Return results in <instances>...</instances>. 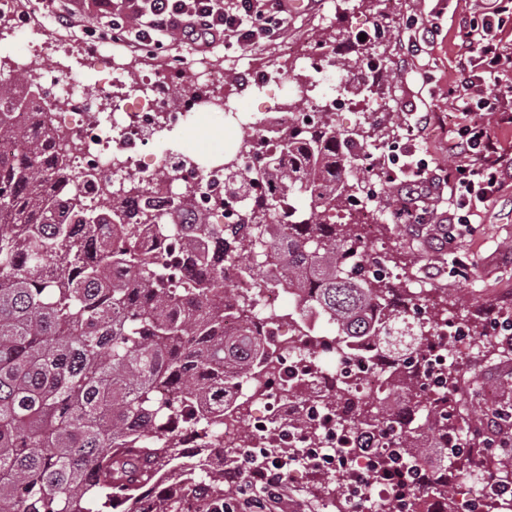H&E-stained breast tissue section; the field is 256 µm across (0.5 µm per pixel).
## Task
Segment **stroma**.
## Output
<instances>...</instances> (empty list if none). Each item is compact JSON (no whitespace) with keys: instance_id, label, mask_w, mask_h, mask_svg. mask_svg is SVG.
I'll return each instance as SVG.
<instances>
[{"instance_id":"1","label":"stroma","mask_w":512,"mask_h":512,"mask_svg":"<svg viewBox=\"0 0 512 512\" xmlns=\"http://www.w3.org/2000/svg\"><path fill=\"white\" fill-rule=\"evenodd\" d=\"M21 11L36 28L47 29L57 41L73 44L79 51L75 65L84 66L88 95L102 94L96 78L98 65L92 46L81 32L52 25L36 0H20ZM475 0H313L309 11L292 14L288 41L303 42L315 35L327 40L326 68L335 63H352L361 53L371 51L381 61L380 69L364 73L360 82H349L348 91L361 101L362 111L333 112L340 130H357L365 140L375 142V168L362 191L370 204L383 212L376 239L366 245L367 259L388 260L394 271L405 272L411 283L435 289L445 298L448 313L463 315L475 332L491 337L492 349H479L474 363L465 370L475 392L468 403L475 410L474 420L493 429L497 422L494 408L512 406V338L494 335L487 310L496 315H512V185L491 200L477 204L471 227L451 226L448 213L455 198L444 194L423 206L426 221L402 224L395 217L400 197L398 184L389 182L388 171H399L410 159L452 165L448 140L468 124L448 96L449 85L460 78L453 40L461 18L475 11ZM429 18L437 31L423 52L403 57L402 47L418 40L422 30L407 26L409 17ZM373 31L372 41H360L359 31ZM287 41V42H288ZM285 44V43H284ZM284 44L270 42L260 47L225 49L222 43L202 50L130 51L113 44L116 60L129 62L128 83L166 73L173 56L186 57L188 68L208 78H223L228 102L239 112L258 110L260 103L240 91L245 69L280 72L298 78L282 56ZM430 116L428 129H421L423 116ZM248 134L247 129L220 112H204L184 128L171 133L167 144L210 160L224 155L234 143ZM342 492L331 471L298 469L291 481L290 496L304 512H336Z\"/></svg>"}]
</instances>
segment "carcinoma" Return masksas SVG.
<instances>
[{
    "mask_svg": "<svg viewBox=\"0 0 512 512\" xmlns=\"http://www.w3.org/2000/svg\"><path fill=\"white\" fill-rule=\"evenodd\" d=\"M29 83L24 71L0 77V141L21 146L0 154V512H144L147 488L149 512L224 504V468L209 461L182 491L162 488L181 446L154 425L174 416L208 437L232 410L226 390L274 355L244 323L224 334L231 264L259 289L288 271L302 315L336 326V353L368 339L373 368L395 369L385 398L359 397L340 379L325 401L354 445L366 437L393 448L392 462H418L416 448L470 462L444 442L464 399L425 391L429 326L411 321L396 289L361 273L357 220L336 223L358 201L368 144L330 123L296 126L270 163L224 164V199L246 200L237 226L222 231L197 215L175 238L162 216L120 195L67 201L86 174L58 164L44 127L16 123ZM259 183L267 193L249 196ZM290 201L301 220L279 228ZM147 225L162 250L145 245ZM423 490L452 501L458 484L447 466L432 467Z\"/></svg>",
    "mask_w": 512,
    "mask_h": 512,
    "instance_id": "1",
    "label": "carcinoma"
}]
</instances>
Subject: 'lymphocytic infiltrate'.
Masks as SVG:
<instances>
[{
	"label": "lymphocytic infiltrate",
	"mask_w": 512,
	"mask_h": 512,
	"mask_svg": "<svg viewBox=\"0 0 512 512\" xmlns=\"http://www.w3.org/2000/svg\"><path fill=\"white\" fill-rule=\"evenodd\" d=\"M511 7L512 0H491L478 16L461 20L456 58L463 78L448 90L459 111L486 110L482 93L489 81L502 97L512 98V57H506L501 43L488 37ZM43 8L68 29L108 21L113 39L133 51L161 50L173 40L195 48L218 42L230 48L278 40L288 35L290 14L288 0H43ZM448 152L460 159L450 173L438 166H423L414 179L404 182V197L396 212L401 223H416L420 202L442 195L450 185L458 195V210L450 223H470L471 199L486 200L501 192L512 175L503 165L495 131L481 121L466 125L460 139L449 141ZM239 455L236 472L242 493L239 499L225 502L223 512H278L289 495L290 473L302 464V457L260 458L247 448Z\"/></svg>",
	"instance_id": "1"
}]
</instances>
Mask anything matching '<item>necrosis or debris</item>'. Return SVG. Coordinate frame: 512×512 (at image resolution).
<instances>
[{
	"label": "necrosis or debris",
	"mask_w": 512,
	"mask_h": 512,
	"mask_svg": "<svg viewBox=\"0 0 512 512\" xmlns=\"http://www.w3.org/2000/svg\"><path fill=\"white\" fill-rule=\"evenodd\" d=\"M21 44L22 49L14 64L15 70H24L31 59H39L49 80H43L28 89L36 111H21L20 123L39 122L48 126L55 139L62 164L73 169H96L97 183L81 188V198L97 200L103 192L119 190L125 185L127 172L141 173L150 183L151 198L159 209H166L169 202L186 194H193L199 208L207 210L210 223L233 224L243 206L235 200L224 208L212 207L209 190L224 188V167L220 164L199 165L190 156L173 152L164 147L165 134L183 125L191 114L213 112L224 105V83L211 78L203 79L184 69L165 76H158L135 86H127L125 64L116 62L108 41H99L98 60L105 72L108 87H126L123 107L118 112H105L99 100L83 94L79 86L82 75L74 71L67 47H53L49 38L32 28L21 16L15 0H0V44ZM56 73L68 74L65 83L53 81ZM283 96L266 102L263 111L243 113L240 124L251 131L252 146L238 147L239 162L256 163L255 143L277 139L282 130L300 123L299 113L294 112L289 99L298 97L302 87L294 81L280 83ZM187 87L188 96L179 104H172L173 86ZM224 276L231 281L237 295L253 297L254 305L246 310H233L224 320L225 333H233L241 322H248L253 330L263 336L273 337L275 344L284 349L283 371L297 382H313L324 394L336 389L340 376L358 375L356 391L377 392L382 388L380 376L358 373L357 365L363 362L370 350L368 341H359L353 348L350 360L336 358L331 340L318 332L316 325H309L306 335H291L287 323H271L270 315L276 311L297 314L298 308L288 298L287 289L281 287L256 290L253 281L237 267L229 265ZM233 398L249 395L264 403L266 411L258 415L249 434H242L235 418L224 420V431L208 440L203 452H191V459L205 455L223 456L228 448L290 449L293 455L308 450V437L297 431H287L283 422L298 410L312 415L313 422L322 433V447H335L342 436L336 418L325 408L313 405L298 406L295 400L284 397L271 377L245 380L232 389Z\"/></svg>",
	"instance_id": "4bbe7bcc"
}]
</instances>
